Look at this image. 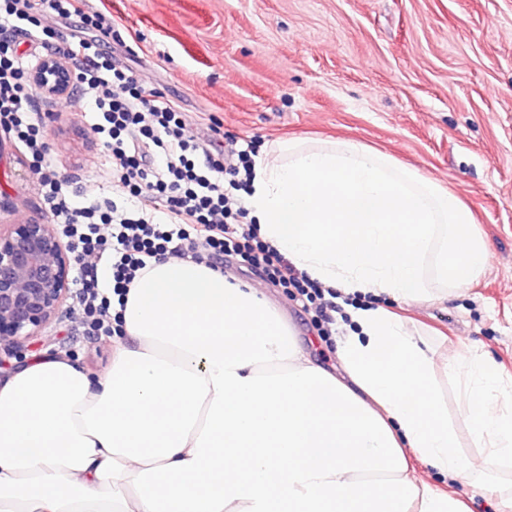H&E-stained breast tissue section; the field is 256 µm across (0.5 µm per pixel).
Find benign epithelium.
Wrapping results in <instances>:
<instances>
[{"label": "benign epithelium", "mask_w": 512, "mask_h": 512, "mask_svg": "<svg viewBox=\"0 0 512 512\" xmlns=\"http://www.w3.org/2000/svg\"><path fill=\"white\" fill-rule=\"evenodd\" d=\"M30 81L66 99L74 88L69 66L42 59ZM72 268L69 250L53 224L27 222L0 230V344L34 335L64 304Z\"/></svg>", "instance_id": "obj_1"}]
</instances>
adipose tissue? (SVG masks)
<instances>
[{
	"mask_svg": "<svg viewBox=\"0 0 512 512\" xmlns=\"http://www.w3.org/2000/svg\"><path fill=\"white\" fill-rule=\"evenodd\" d=\"M245 206L264 243L356 298L338 372L260 288L165 255L126 296L105 377L53 356L0 381V512H467L459 480L512 512V485L460 452L429 341L379 303L473 285L487 246L471 209L353 141L271 145ZM448 369L475 444L511 469L512 380L476 354Z\"/></svg>",
	"mask_w": 512,
	"mask_h": 512,
	"instance_id": "1",
	"label": "adipose tissue"
}]
</instances>
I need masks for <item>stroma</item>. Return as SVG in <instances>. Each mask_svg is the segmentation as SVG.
Returning a JSON list of instances; mask_svg holds the SVG:
<instances>
[{
    "label": "stroma",
    "instance_id": "obj_1",
    "mask_svg": "<svg viewBox=\"0 0 512 512\" xmlns=\"http://www.w3.org/2000/svg\"><path fill=\"white\" fill-rule=\"evenodd\" d=\"M112 15L105 50L164 93L196 140L226 155L290 138L357 141L440 181L473 210L487 241L477 284L434 305L385 300L431 335L436 360L471 352L512 378V0H89ZM94 92L43 99L51 158L78 200L112 197ZM223 137H216L213 122ZM0 225L50 222L25 148L0 130ZM313 358L336 363L333 337L284 289L267 286ZM63 354L92 377L112 339L61 312L15 355Z\"/></svg>",
    "mask_w": 512,
    "mask_h": 512
}]
</instances>
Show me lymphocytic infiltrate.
Wrapping results in <instances>:
<instances>
[{
    "instance_id": "lymphocytic-infiltrate-1",
    "label": "lymphocytic infiltrate",
    "mask_w": 512,
    "mask_h": 512,
    "mask_svg": "<svg viewBox=\"0 0 512 512\" xmlns=\"http://www.w3.org/2000/svg\"><path fill=\"white\" fill-rule=\"evenodd\" d=\"M39 12L53 13L59 26L34 29ZM20 32L39 52L17 53L14 36ZM111 35V18L87 11L85 0H0V129L31 155L44 202L79 262L75 286L85 333L113 334V299L125 298L150 259L172 253L215 269L223 268L225 257L239 258L285 288L325 335H332L341 305L260 239L245 208L229 204L228 190L240 187L237 175L252 169L250 152L231 159L202 150L182 113L162 93L145 89L139 77L117 68L103 52ZM46 57L69 63L79 83L95 90L112 182L137 200L134 211L121 212L108 199L73 204L70 182L40 133L37 88L28 79ZM228 174L233 182H225ZM101 249L102 266L83 265L84 256Z\"/></svg>"
}]
</instances>
